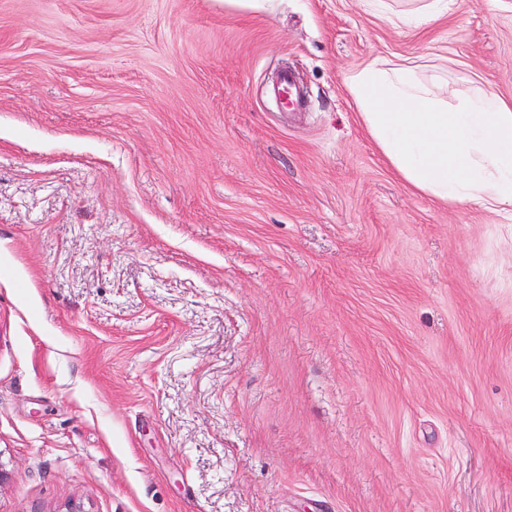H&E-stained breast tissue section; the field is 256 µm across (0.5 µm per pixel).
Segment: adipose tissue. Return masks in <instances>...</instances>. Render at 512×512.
I'll return each instance as SVG.
<instances>
[{"label": "adipose tissue", "mask_w": 512, "mask_h": 512, "mask_svg": "<svg viewBox=\"0 0 512 512\" xmlns=\"http://www.w3.org/2000/svg\"><path fill=\"white\" fill-rule=\"evenodd\" d=\"M428 62L377 56L346 85L390 168L436 201L476 205L512 219V99L474 88L449 99L422 80Z\"/></svg>", "instance_id": "adipose-tissue-1"}]
</instances>
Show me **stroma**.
Here are the masks:
<instances>
[{"label": "stroma", "mask_w": 512, "mask_h": 512, "mask_svg": "<svg viewBox=\"0 0 512 512\" xmlns=\"http://www.w3.org/2000/svg\"><path fill=\"white\" fill-rule=\"evenodd\" d=\"M388 2L0 0V512H512V224L345 82L511 99L512 0ZM420 6L396 16L400 25L423 26L448 13L453 0H420Z\"/></svg>", "instance_id": "stroma-1"}]
</instances>
